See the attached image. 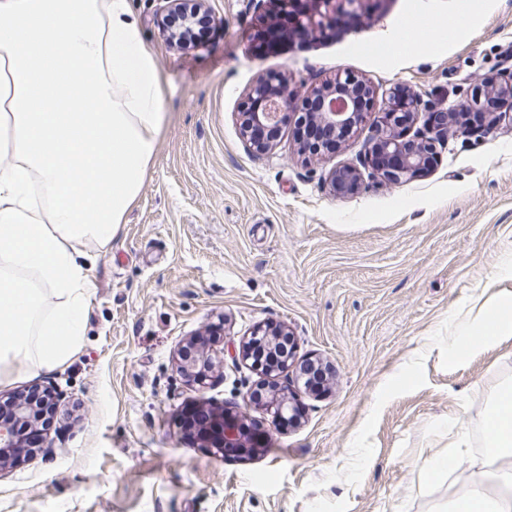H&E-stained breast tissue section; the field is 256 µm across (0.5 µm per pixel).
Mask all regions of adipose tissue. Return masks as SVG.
<instances>
[{"label":"adipose tissue","instance_id":"ef3b65f1","mask_svg":"<svg viewBox=\"0 0 512 512\" xmlns=\"http://www.w3.org/2000/svg\"><path fill=\"white\" fill-rule=\"evenodd\" d=\"M165 120L161 73L129 0H0V384L84 342L88 246L111 247ZM512 335V293L448 323L456 360ZM490 458L448 512H512V386L485 418Z\"/></svg>","mask_w":512,"mask_h":512}]
</instances>
